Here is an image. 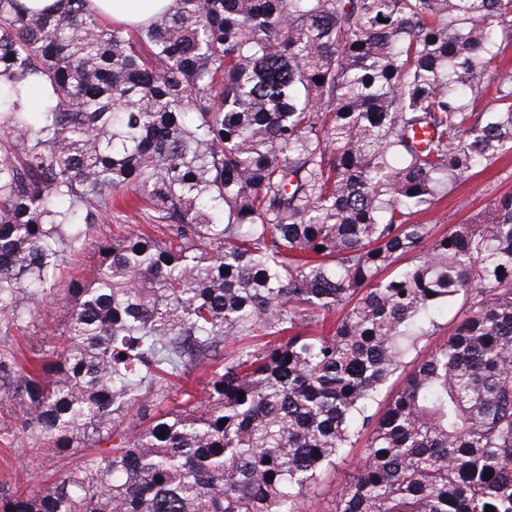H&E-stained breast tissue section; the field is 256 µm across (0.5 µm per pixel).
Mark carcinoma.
Wrapping results in <instances>:
<instances>
[{"instance_id":"1","label":"carcinoma","mask_w":512,"mask_h":512,"mask_svg":"<svg viewBox=\"0 0 512 512\" xmlns=\"http://www.w3.org/2000/svg\"><path fill=\"white\" fill-rule=\"evenodd\" d=\"M511 43L512 0H174L132 30L0 0V316L114 199L162 233L100 245L50 351H0L8 435L89 448L0 512H312L366 431L334 512H512V195L414 222L512 152Z\"/></svg>"}]
</instances>
